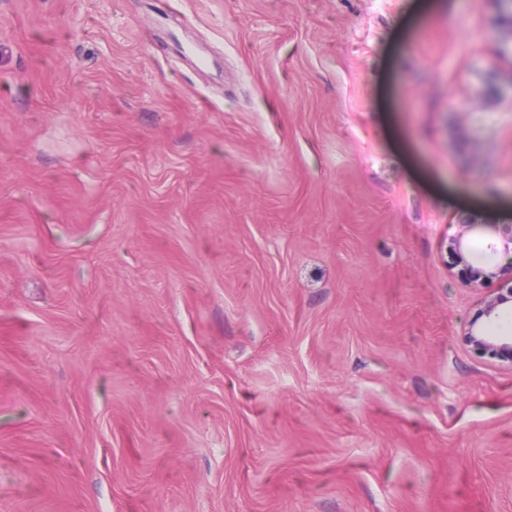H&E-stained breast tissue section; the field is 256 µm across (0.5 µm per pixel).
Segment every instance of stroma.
<instances>
[{"instance_id": "1", "label": "stroma", "mask_w": 512, "mask_h": 512, "mask_svg": "<svg viewBox=\"0 0 512 512\" xmlns=\"http://www.w3.org/2000/svg\"><path fill=\"white\" fill-rule=\"evenodd\" d=\"M497 11L0 0V512H512ZM469 340L477 348L481 350L496 352L495 355L499 358H505L512 361V336H493L489 331L484 328H476L471 325L467 332Z\"/></svg>"}]
</instances>
